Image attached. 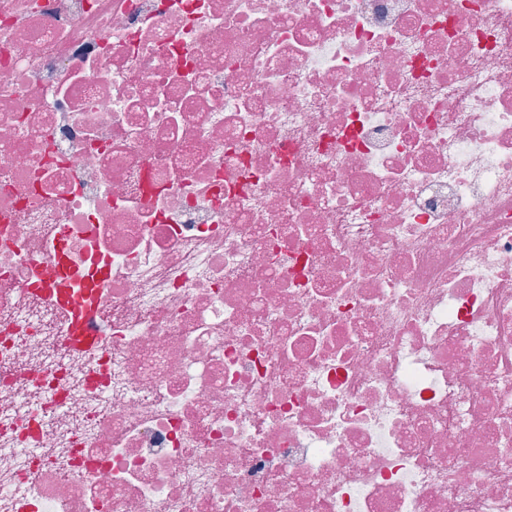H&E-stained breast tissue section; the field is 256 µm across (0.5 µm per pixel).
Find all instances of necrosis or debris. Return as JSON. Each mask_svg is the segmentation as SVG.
<instances>
[{
	"instance_id": "1",
	"label": "necrosis or debris",
	"mask_w": 512,
	"mask_h": 512,
	"mask_svg": "<svg viewBox=\"0 0 512 512\" xmlns=\"http://www.w3.org/2000/svg\"><path fill=\"white\" fill-rule=\"evenodd\" d=\"M0 512H512V0H0ZM69 322L67 340L70 345L84 349H94L100 344V336H95L89 328L86 306L82 299L68 304Z\"/></svg>"
}]
</instances>
